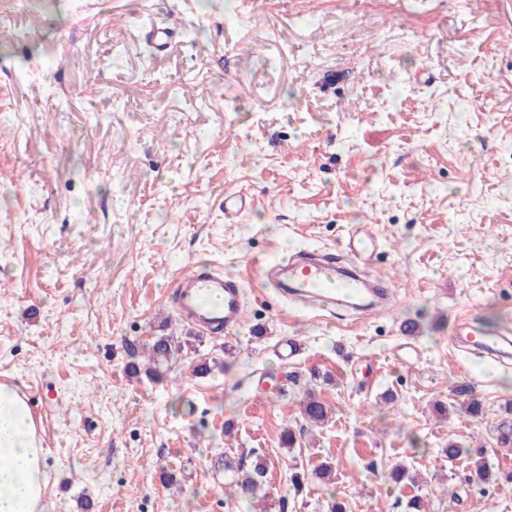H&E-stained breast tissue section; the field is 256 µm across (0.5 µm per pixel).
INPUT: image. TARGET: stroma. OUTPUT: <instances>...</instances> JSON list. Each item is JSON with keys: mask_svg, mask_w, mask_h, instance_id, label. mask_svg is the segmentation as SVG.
Segmentation results:
<instances>
[{"mask_svg": "<svg viewBox=\"0 0 512 512\" xmlns=\"http://www.w3.org/2000/svg\"><path fill=\"white\" fill-rule=\"evenodd\" d=\"M235 6L0 0V382L41 430L42 512H239L224 464L258 455L266 512H326L332 494L346 512L414 496L512 512V491L442 453L491 441L512 404V358L449 335L461 315L512 316V0ZM173 12L155 55L146 29ZM359 225L390 308L339 322L264 281L262 263L333 252ZM211 266L244 289L228 334L174 311L178 277ZM160 335L197 341L160 381L130 375V348ZM456 381L483 422L437 410ZM309 389L324 424L303 423ZM323 462L333 483L294 494L292 468ZM398 464L417 484L389 480Z\"/></svg>", "mask_w": 512, "mask_h": 512, "instance_id": "stroma-1", "label": "stroma"}]
</instances>
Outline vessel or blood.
I'll list each match as a JSON object with an SVG mask.
<instances>
[{
    "instance_id": "vessel-or-blood-1",
    "label": "vessel or blood",
    "mask_w": 512,
    "mask_h": 512,
    "mask_svg": "<svg viewBox=\"0 0 512 512\" xmlns=\"http://www.w3.org/2000/svg\"><path fill=\"white\" fill-rule=\"evenodd\" d=\"M371 242L362 228H355L344 257L330 253L315 262L274 264L268 268L267 277L278 284L285 299L314 311L345 306L363 315L370 314L389 307L394 298L390 285L366 280L358 272ZM243 311L242 288L236 278L214 271L191 274L177 282L176 312L202 332L218 333L240 327ZM455 333L482 354L505 355L512 351V338L486 331L464 318Z\"/></svg>"
}]
</instances>
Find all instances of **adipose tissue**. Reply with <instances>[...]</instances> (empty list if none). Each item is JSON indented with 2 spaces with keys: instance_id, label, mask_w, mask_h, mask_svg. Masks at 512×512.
<instances>
[{
  "instance_id": "adipose-tissue-1",
  "label": "adipose tissue",
  "mask_w": 512,
  "mask_h": 512,
  "mask_svg": "<svg viewBox=\"0 0 512 512\" xmlns=\"http://www.w3.org/2000/svg\"><path fill=\"white\" fill-rule=\"evenodd\" d=\"M46 450L26 397L0 384V512H39Z\"/></svg>"
}]
</instances>
